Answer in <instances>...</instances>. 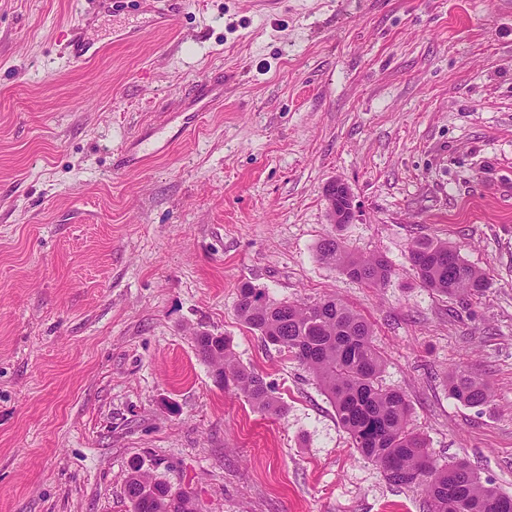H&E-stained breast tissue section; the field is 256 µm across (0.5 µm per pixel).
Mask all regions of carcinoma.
Masks as SVG:
<instances>
[{
    "label": "carcinoma",
    "mask_w": 512,
    "mask_h": 512,
    "mask_svg": "<svg viewBox=\"0 0 512 512\" xmlns=\"http://www.w3.org/2000/svg\"><path fill=\"white\" fill-rule=\"evenodd\" d=\"M318 253L324 263L372 287L385 285L391 275L381 257L356 256L335 238L323 240ZM409 261L422 285L438 293L478 294L488 286L485 275L446 242L415 241ZM237 309L266 344L317 379L353 447L365 460L382 466L390 484L422 489L429 512H512V496L483 482L467 460L439 465L431 458L426 439L410 427L406 395L379 382L385 360L374 344L371 325L347 303L334 296L313 304L275 301L244 284ZM195 343L202 358L224 373V387L239 391L260 411L286 414L263 375L235 359L227 338L207 332ZM446 383L449 395L463 405L491 400L489 385L467 368L452 369ZM125 494L132 512H197L192 493L172 494L167 482L137 463L131 467Z\"/></svg>",
    "instance_id": "1"
}]
</instances>
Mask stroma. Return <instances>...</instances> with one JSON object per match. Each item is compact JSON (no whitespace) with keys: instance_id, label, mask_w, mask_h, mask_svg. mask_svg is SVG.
<instances>
[{"instance_id":"35a3bbf8","label":"stroma","mask_w":512,"mask_h":512,"mask_svg":"<svg viewBox=\"0 0 512 512\" xmlns=\"http://www.w3.org/2000/svg\"><path fill=\"white\" fill-rule=\"evenodd\" d=\"M155 8L0 0V512H131L135 460L202 512H427L240 319L246 283L348 303L431 457L512 495V0H190L164 31ZM218 71L223 106L186 109ZM134 141L144 161L119 168ZM336 179L347 224L329 218ZM329 237L383 256L386 285L323 263ZM423 237L488 288H424ZM198 331L287 414L217 384ZM458 366L489 403L449 396ZM326 200L331 223H350L354 209L353 196L342 180L336 179L327 185Z\"/></svg>"}]
</instances>
